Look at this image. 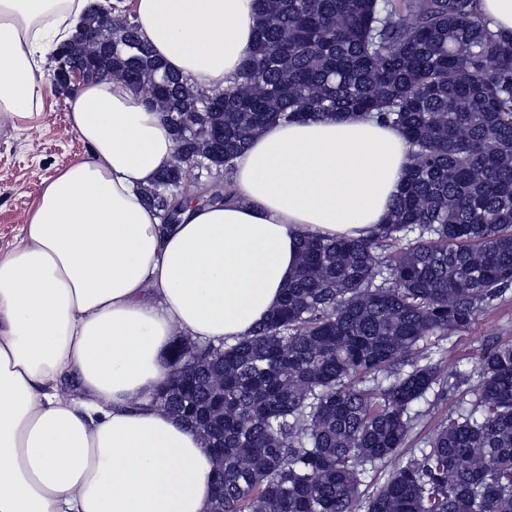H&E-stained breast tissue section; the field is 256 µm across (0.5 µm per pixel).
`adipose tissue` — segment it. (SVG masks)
<instances>
[{
    "instance_id": "obj_1",
    "label": "adipose tissue",
    "mask_w": 512,
    "mask_h": 512,
    "mask_svg": "<svg viewBox=\"0 0 512 512\" xmlns=\"http://www.w3.org/2000/svg\"><path fill=\"white\" fill-rule=\"evenodd\" d=\"M88 4L0 0V124L41 111L45 49ZM122 6L203 91L233 85L256 34L253 0ZM71 119L86 157L48 182L0 256V512H209L206 444L155 403L174 338L247 335L294 277L303 234L386 223L408 146L361 114L275 123L235 159L224 200L165 224L144 191L175 145L145 95L91 80Z\"/></svg>"
}]
</instances>
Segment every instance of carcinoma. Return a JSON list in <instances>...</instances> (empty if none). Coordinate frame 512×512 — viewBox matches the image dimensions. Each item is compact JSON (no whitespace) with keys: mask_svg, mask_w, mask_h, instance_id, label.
I'll return each instance as SVG.
<instances>
[{"mask_svg":"<svg viewBox=\"0 0 512 512\" xmlns=\"http://www.w3.org/2000/svg\"><path fill=\"white\" fill-rule=\"evenodd\" d=\"M254 2V42L222 92L166 68L131 21L110 44H66L88 79L124 80L183 129L146 190L161 211L214 139L211 166L229 167L272 123L373 113L409 146L386 223L361 239L305 237L281 302L248 335L174 344L180 370L156 402L221 459L211 512H512V342L452 375L420 351L512 289V34L478 0ZM207 100L224 108L204 113ZM433 389L448 412L406 458Z\"/></svg>","mask_w":512,"mask_h":512,"instance_id":"obj_1","label":"carcinoma"}]
</instances>
